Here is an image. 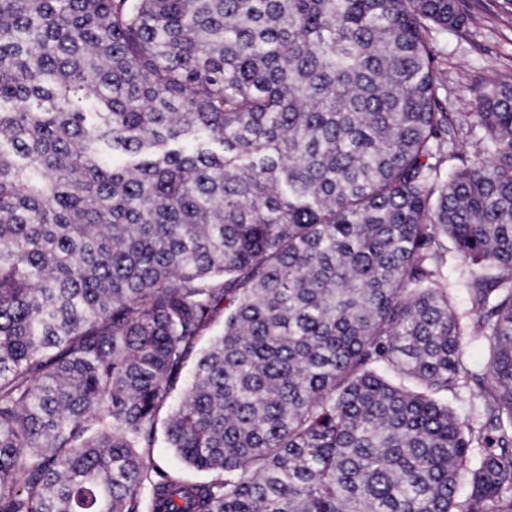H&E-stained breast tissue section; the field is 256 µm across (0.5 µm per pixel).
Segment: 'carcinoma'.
I'll list each match as a JSON object with an SVG mask.
<instances>
[{"label":"carcinoma","instance_id":"cac0c4a2","mask_svg":"<svg viewBox=\"0 0 512 512\" xmlns=\"http://www.w3.org/2000/svg\"><path fill=\"white\" fill-rule=\"evenodd\" d=\"M469 20L0 0V512H512V74L451 112L432 46ZM166 409L213 478L145 461ZM223 326H224V310H221L215 315L210 326L204 331L203 337L197 343L196 347L193 349V351L188 359V362H187L184 378L176 385L174 391L171 394V405H174L179 401L182 389L186 383V380L189 379V377H190L191 371L194 367V364H195L196 359L198 358L200 352L205 348L209 339L212 336H215L222 331Z\"/></svg>","mask_w":512,"mask_h":512}]
</instances>
